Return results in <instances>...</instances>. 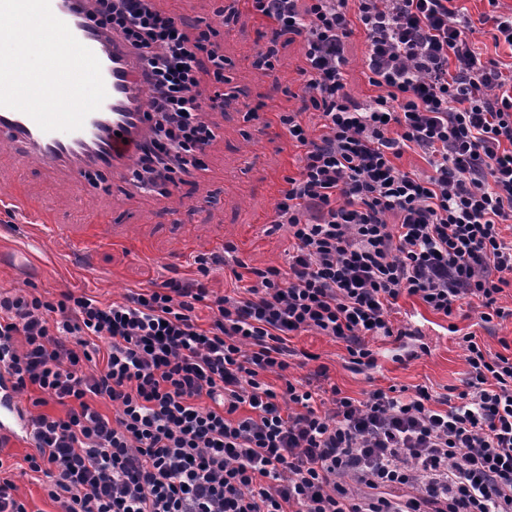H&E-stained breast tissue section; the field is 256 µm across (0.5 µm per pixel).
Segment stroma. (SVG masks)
I'll use <instances>...</instances> for the list:
<instances>
[{
    "mask_svg": "<svg viewBox=\"0 0 512 512\" xmlns=\"http://www.w3.org/2000/svg\"><path fill=\"white\" fill-rule=\"evenodd\" d=\"M179 19L188 32H206L224 54L225 89L239 93V100L223 110L206 113L214 131L206 149L205 165L220 171V178L194 174L171 195L146 194L135 176L116 187L110 176L91 183L82 178H52L39 165L17 171L0 164V193L17 189L33 197L55 220L66 227L64 236L33 246L31 232L8 223L0 214V291H22L54 302L62 292L87 293L102 301L118 300L128 290L168 278H192L194 259L201 254L233 246L234 255L250 267L286 266L292 240L283 227L270 226L277 194L272 183L296 176L302 151L293 145L277 147L259 133L262 117L281 112L297 113L314 124L300 96L304 64L300 38L281 37L278 66L269 72L257 61L267 38V24L253 11L249 0L228 5L226 0H184ZM365 37L354 30L348 39L345 91L357 101L375 94L364 66ZM212 74L201 72L199 88L212 95L217 87ZM85 237L94 242L91 264L74 258L72 241ZM397 320L421 319V334L410 341L417 358L399 361L391 342L371 340L378 366L360 373L348 367L342 344L309 331L292 337L290 345L313 354V361L295 368L294 377L313 376L318 366L328 368L329 384L353 397L364 391L392 385H423L436 394L460 386L467 371L462 334L475 333L491 351L512 344V317L483 326L478 307L447 320L426 310L419 302L403 301ZM24 442L0 448L5 478L14 482L16 495L27 512H54L41 482L21 474L15 464L28 452Z\"/></svg>",
    "mask_w": 512,
    "mask_h": 512,
    "instance_id": "35a3bbf8",
    "label": "stroma"
}]
</instances>
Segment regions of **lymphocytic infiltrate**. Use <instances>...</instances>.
Listing matches in <instances>:
<instances>
[{"label": "lymphocytic infiltrate", "instance_id": "f902f5d3", "mask_svg": "<svg viewBox=\"0 0 512 512\" xmlns=\"http://www.w3.org/2000/svg\"><path fill=\"white\" fill-rule=\"evenodd\" d=\"M273 38H302L303 98L318 120L280 123L302 148L273 221L293 244L286 267H253L244 290L211 295L223 254L197 277L101 301L0 295V371L35 392L34 448L56 512H512V354L475 334L458 397L427 387L332 389L320 407L295 378L291 337L314 331L372 369V339H401L404 297L449 318L479 303L482 322L511 315L512 76L482 57L478 25L512 42V10L471 18L454 0H251ZM104 28L146 65L151 137L134 157L145 186L168 193L200 168L214 137L197 72L224 57L152 0H94ZM366 36L376 95L344 91L346 40ZM430 167L396 164L405 150ZM208 302L200 325L196 306ZM276 383H269L268 375ZM65 416L44 413L47 401ZM116 405L103 414L99 403ZM371 489L360 503L356 487Z\"/></svg>", "mask_w": 512, "mask_h": 512}]
</instances>
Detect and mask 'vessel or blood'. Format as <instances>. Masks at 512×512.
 <instances>
[{
	"label": "vessel or blood",
	"mask_w": 512,
	"mask_h": 512,
	"mask_svg": "<svg viewBox=\"0 0 512 512\" xmlns=\"http://www.w3.org/2000/svg\"><path fill=\"white\" fill-rule=\"evenodd\" d=\"M88 0H50L53 14L75 38L98 58L107 96L101 107L89 114L82 129L72 132L42 131L27 114L0 107V142L13 151L19 164L32 161L45 170L78 174L93 169L107 173L113 183L125 182L137 145L151 137V127L142 108L145 81L143 63L124 42L108 38L87 7ZM10 210L35 229L52 225L32 201L16 193L0 200V210ZM31 426L8 376L0 375V437L29 439Z\"/></svg>",
	"instance_id": "vessel-or-blood-1"
}]
</instances>
